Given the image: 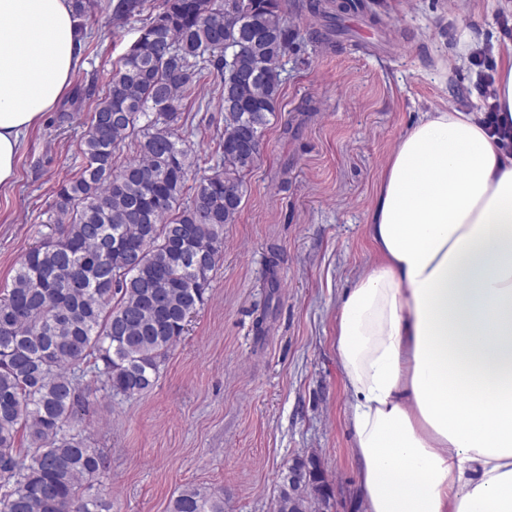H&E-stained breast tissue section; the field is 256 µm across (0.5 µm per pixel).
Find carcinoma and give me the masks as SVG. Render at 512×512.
<instances>
[{
	"mask_svg": "<svg viewBox=\"0 0 512 512\" xmlns=\"http://www.w3.org/2000/svg\"><path fill=\"white\" fill-rule=\"evenodd\" d=\"M141 7L116 0L112 15ZM293 39L283 0H164L112 69L81 140L84 163L56 191L52 232L0 297V512H112L105 457L78 430L86 401L75 373L91 366L127 397L154 385L223 255ZM213 69L223 83L222 166L199 176L171 125ZM137 131L138 154L119 160ZM308 460L316 474L297 491L304 510L288 508L285 471L275 512H331L320 460ZM170 512H224V499L187 485Z\"/></svg>",
	"mask_w": 512,
	"mask_h": 512,
	"instance_id": "cac0c4a2",
	"label": "carcinoma"
}]
</instances>
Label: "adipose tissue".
Masks as SVG:
<instances>
[{
	"mask_svg": "<svg viewBox=\"0 0 512 512\" xmlns=\"http://www.w3.org/2000/svg\"><path fill=\"white\" fill-rule=\"evenodd\" d=\"M73 0H0V187L80 62ZM336 312L366 512H512V152L424 112L377 186Z\"/></svg>",
	"mask_w": 512,
	"mask_h": 512,
	"instance_id": "obj_1",
	"label": "adipose tissue"
}]
</instances>
